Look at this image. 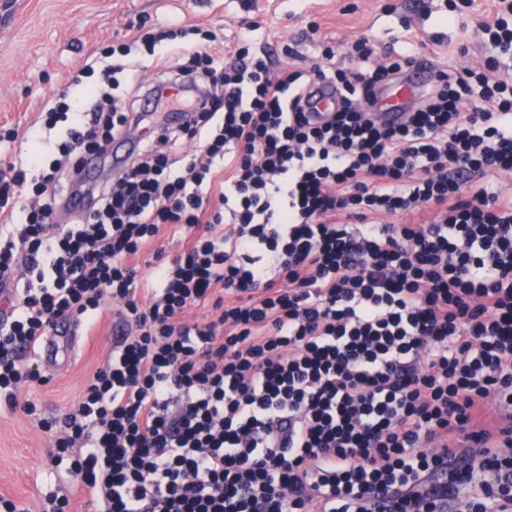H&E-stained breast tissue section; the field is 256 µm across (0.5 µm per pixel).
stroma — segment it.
Returning a JSON list of instances; mask_svg holds the SVG:
<instances>
[{"label":"stroma","mask_w":512,"mask_h":512,"mask_svg":"<svg viewBox=\"0 0 512 512\" xmlns=\"http://www.w3.org/2000/svg\"><path fill=\"white\" fill-rule=\"evenodd\" d=\"M449 0H0V129L17 128L0 144V162L28 165L33 138L45 137L43 112L60 94L85 98L70 79L92 51L127 42L138 28L192 25L216 31L226 46L249 34L278 64L320 62L324 41L366 34L378 55L412 51L454 66H480L491 57L477 34L491 20L493 0H472L466 15L446 21ZM319 31H312V23ZM124 328L111 309L83 325L75 358L59 351L55 365L24 354L46 383L29 382L18 410L0 403V494L36 507L45 494L66 487V466L49 468L53 443L41 419L61 416L107 362ZM36 405L27 415L23 404Z\"/></svg>","instance_id":"obj_1"}]
</instances>
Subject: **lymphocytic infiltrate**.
I'll list each match as a JSON object with an SVG mask.
<instances>
[{
    "label": "lymphocytic infiltrate",
    "instance_id": "f902f5d3",
    "mask_svg": "<svg viewBox=\"0 0 512 512\" xmlns=\"http://www.w3.org/2000/svg\"><path fill=\"white\" fill-rule=\"evenodd\" d=\"M163 44L175 78L125 108L119 74ZM339 50L349 66L275 71L245 36L228 54L209 30L136 32L73 76L93 104L48 109L29 169L0 166L7 405L35 414L21 355L58 325L109 304L128 325L41 422L96 512H512V81L439 65L388 123L375 94L416 55L360 36L322 57ZM317 82L342 102L312 121ZM128 125L134 152L60 223L81 155Z\"/></svg>",
    "mask_w": 512,
    "mask_h": 512
}]
</instances>
